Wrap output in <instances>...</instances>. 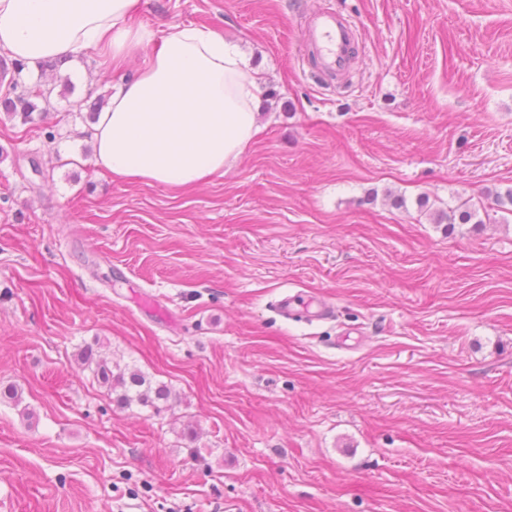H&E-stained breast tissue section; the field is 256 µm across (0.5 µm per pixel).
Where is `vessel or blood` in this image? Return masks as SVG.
<instances>
[{"label":"vessel or blood","mask_w":512,"mask_h":512,"mask_svg":"<svg viewBox=\"0 0 512 512\" xmlns=\"http://www.w3.org/2000/svg\"><path fill=\"white\" fill-rule=\"evenodd\" d=\"M307 36L319 56L321 71L335 75L349 68L357 37L353 27L340 15L322 12L309 25Z\"/></svg>","instance_id":"1"}]
</instances>
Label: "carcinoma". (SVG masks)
Masks as SVG:
<instances>
[{
  "mask_svg": "<svg viewBox=\"0 0 512 512\" xmlns=\"http://www.w3.org/2000/svg\"><path fill=\"white\" fill-rule=\"evenodd\" d=\"M12 71L3 70L0 72V84H6V92L0 97V105L4 110L13 116H18L25 123L34 120L33 114L41 111L38 100L45 98V92L39 87H28L22 81L21 74L25 64L16 59L12 60ZM477 223L482 220L477 218V212L466 208L460 213L439 211L436 213V223L448 221V227H453L455 220L466 224L472 219ZM82 360L87 366L93 367L94 374L109 387V390L116 394V401L126 407L134 404L143 407H151L155 411H161L158 401L169 403L171 393L167 386L160 385L156 388L151 386L146 376L138 370L111 366L104 359L96 357L95 353L87 348L82 353Z\"/></svg>",
  "mask_w": 512,
  "mask_h": 512,
  "instance_id": "cac0c4a2",
  "label": "carcinoma"
}]
</instances>
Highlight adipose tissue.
<instances>
[{
	"mask_svg": "<svg viewBox=\"0 0 512 512\" xmlns=\"http://www.w3.org/2000/svg\"><path fill=\"white\" fill-rule=\"evenodd\" d=\"M139 0H0V49L33 63L91 52L114 86L93 125L94 160L113 179L192 189L223 175L260 130L263 82L238 45L208 26L157 35Z\"/></svg>",
	"mask_w": 512,
	"mask_h": 512,
	"instance_id": "adipose-tissue-1",
	"label": "adipose tissue"
}]
</instances>
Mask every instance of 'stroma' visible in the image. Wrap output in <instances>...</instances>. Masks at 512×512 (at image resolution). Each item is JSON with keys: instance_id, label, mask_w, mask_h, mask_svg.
<instances>
[{"instance_id": "1", "label": "stroma", "mask_w": 512, "mask_h": 512, "mask_svg": "<svg viewBox=\"0 0 512 512\" xmlns=\"http://www.w3.org/2000/svg\"><path fill=\"white\" fill-rule=\"evenodd\" d=\"M358 31L349 73L310 15ZM266 81L189 191L96 167L94 54L0 109V512H512V0H140ZM428 197L427 209L418 206ZM469 202L481 221L448 229ZM327 305L286 319L287 295ZM172 391L123 407L79 354ZM307 36L319 56V69L336 75L347 70L357 37L353 27L333 11H323L308 27Z\"/></svg>"}]
</instances>
